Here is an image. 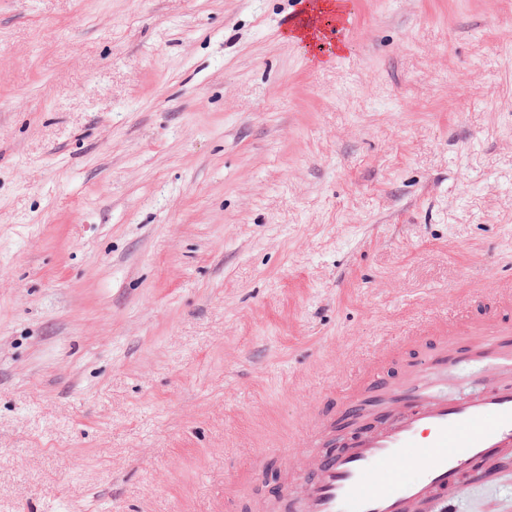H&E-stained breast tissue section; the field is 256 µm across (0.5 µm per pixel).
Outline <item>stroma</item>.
I'll use <instances>...</instances> for the list:
<instances>
[{"label": "stroma", "mask_w": 512, "mask_h": 512, "mask_svg": "<svg viewBox=\"0 0 512 512\" xmlns=\"http://www.w3.org/2000/svg\"><path fill=\"white\" fill-rule=\"evenodd\" d=\"M302 11L0 0V512H268L346 374L512 293V0H346L323 65Z\"/></svg>", "instance_id": "1"}]
</instances>
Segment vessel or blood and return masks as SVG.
I'll return each mask as SVG.
<instances>
[{
    "label": "vessel or blood",
    "mask_w": 512,
    "mask_h": 512,
    "mask_svg": "<svg viewBox=\"0 0 512 512\" xmlns=\"http://www.w3.org/2000/svg\"><path fill=\"white\" fill-rule=\"evenodd\" d=\"M512 304L483 318L479 353L430 340L412 377L387 386L379 354L344 380L335 411L309 419L304 461L288 459L282 512H450L458 487L497 480L512 449V337L498 327ZM462 361L480 372L468 392L434 386Z\"/></svg>",
    "instance_id": "vessel-or-blood-1"
}]
</instances>
